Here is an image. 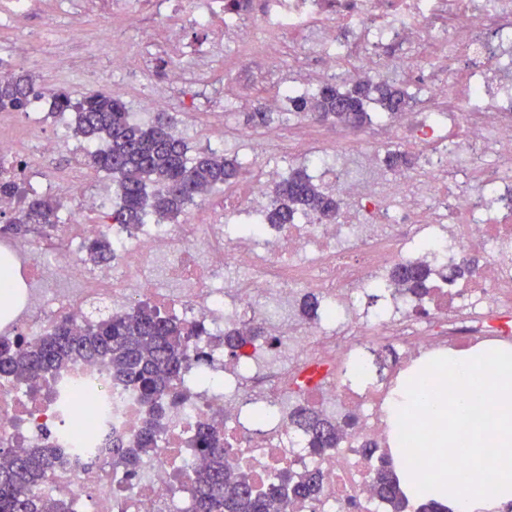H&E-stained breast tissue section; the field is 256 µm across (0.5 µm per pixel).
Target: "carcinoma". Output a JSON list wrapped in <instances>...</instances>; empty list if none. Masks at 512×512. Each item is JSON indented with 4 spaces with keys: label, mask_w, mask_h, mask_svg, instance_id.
<instances>
[{
    "label": "carcinoma",
    "mask_w": 512,
    "mask_h": 512,
    "mask_svg": "<svg viewBox=\"0 0 512 512\" xmlns=\"http://www.w3.org/2000/svg\"><path fill=\"white\" fill-rule=\"evenodd\" d=\"M34 80L29 73L15 74L0 82V111H23L32 102ZM50 109L74 115L73 136L85 141L106 143V149L89 155L99 171L112 176L118 202L111 220L125 228L143 224L148 215L164 222L184 214L195 199L211 190L231 185L241 174V164L218 150L209 149L188 156L186 141L171 129L168 119L157 116L154 123L140 125L118 97L107 92L74 97L65 90L49 94ZM291 112L313 120L337 121L348 128L361 129L372 122L393 117L411 106V96L395 80L384 76L367 81H349L343 87L327 82L320 87L288 98ZM342 201L335 193L314 182L305 170L288 173L276 186L269 205L263 209V224H293L312 214L334 220ZM60 204L32 198L18 211L3 233H19L34 225L44 231L56 228ZM85 261L109 264L116 258L112 239L97 235L84 244ZM440 271L421 264L397 268L392 279L398 289L424 297L433 276ZM209 335L201 323L187 324L160 308L142 303L128 312L102 314L83 320L74 329L62 320L45 335L29 341L19 335L0 338V379L23 377L35 391L50 378L82 361L102 360L112 379L130 387L141 403L154 413L139 432L133 445H113V455L133 475L142 454L154 448L163 431L165 405L177 397L192 339ZM258 330L243 334L226 329L212 335L218 345L233 356ZM294 427L309 437V451L323 455L337 447L342 424L309 407L299 406L291 415ZM190 446L207 461L192 488L193 512H283L287 498L282 487L295 498H311L320 492V478L314 471H283L265 485L262 493L251 492L252 483L244 473L232 474L224 468V435L211 425L202 426ZM64 451L53 445L12 453L0 448V512H62L63 506L38 492L55 466L63 464ZM375 492L391 512H403L407 497L399 487L392 462L380 458L375 472Z\"/></svg>",
    "instance_id": "1"
}]
</instances>
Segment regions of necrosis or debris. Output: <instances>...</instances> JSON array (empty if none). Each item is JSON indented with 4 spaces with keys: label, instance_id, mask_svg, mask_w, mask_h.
<instances>
[{
    "label": "necrosis or debris",
    "instance_id": "necrosis-or-debris-1",
    "mask_svg": "<svg viewBox=\"0 0 512 512\" xmlns=\"http://www.w3.org/2000/svg\"><path fill=\"white\" fill-rule=\"evenodd\" d=\"M259 27L267 49L274 37H311L319 68L300 54L288 58L310 83L388 72L405 80L421 55L465 54L466 69L449 68L433 83L436 109L402 125L384 123L382 138L414 139L423 158L417 170L392 176L366 166L359 154L313 147L314 127L298 140L307 168L333 182L350 201L335 222L310 215L293 224H263L239 235L229 219L239 203L258 206L265 188L284 169L254 165L243 187L203 219L182 224H85L79 235L56 230L33 243L0 239V259L22 272L23 285L0 308V334L35 339L61 318L87 311L123 312L148 301L208 332L255 327L278 337L225 358L207 335L196 337L210 353L207 380L188 364L178 397L166 409L164 431L134 476L112 457L114 443H133L147 418L136 394L113 381L106 364L79 363L61 372L51 395L31 393L23 382L0 380V447L14 451L55 444L70 463L41 486L69 512H188L191 484L204 464L189 441L199 424L224 430V458L232 471H248L265 484L284 469L320 471L318 497L289 499L286 512H384L374 494L376 461L366 446L387 448L395 428L386 399L393 376L416 362L478 342L512 340V34L492 37L488 18L512 25V0H265ZM391 41L405 52L387 58L376 50ZM45 135L43 113L24 127L0 115V182L38 179L72 213L91 215L107 201L86 190L87 175L69 177L36 168L32 159L69 154L81 158L94 144L75 145L63 119ZM486 156L469 180L459 178L473 153ZM108 232L119 264L88 266L81 239ZM476 253L477 270L436 280L425 311L406 295L389 292L385 313L363 306L373 281L401 264L445 265ZM317 297L318 318L297 320L295 300ZM388 364L385 379L352 381L356 363ZM310 405L330 417L353 416L333 451L310 454L305 433L289 414Z\"/></svg>",
    "mask_w": 512,
    "mask_h": 512
}]
</instances>
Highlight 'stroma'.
I'll list each match as a JSON object with an SVG mask.
<instances>
[{
    "instance_id": "stroma-1",
    "label": "stroma",
    "mask_w": 512,
    "mask_h": 512,
    "mask_svg": "<svg viewBox=\"0 0 512 512\" xmlns=\"http://www.w3.org/2000/svg\"><path fill=\"white\" fill-rule=\"evenodd\" d=\"M125 0H112L111 13L93 8L78 14L58 11L56 0H35L32 12L19 22L0 26V55L19 36H26L27 61L14 64V71H26L35 78V89L48 92L63 88L75 96L90 92L111 91L113 84L128 85L124 102L129 112H139L141 95L148 91L172 93L177 102L175 134L182 137L191 153L215 147L221 134L238 135L249 131L248 143L231 149V156L243 164L257 162L288 169L302 166V158L290 151L295 132L303 120L278 113L274 123L282 130L276 143H266L261 129H247L246 114L255 105L256 92L273 97L278 86L287 80L301 82V75H290L287 57H275L257 49L241 54L234 45L221 44L223 0H213L214 23L201 26L186 18L185 0H141L133 11H126ZM178 30L179 41L168 43L166 51L154 52L147 74H127L110 68L113 52L138 53L160 41L166 29ZM206 59L212 76L208 81L188 86H171L167 82L169 66L175 60L192 64ZM96 61L101 71L97 82H88L87 61ZM324 142L345 151L363 149L376 161H383L389 142L369 132L353 135L342 125L318 124Z\"/></svg>"
}]
</instances>
